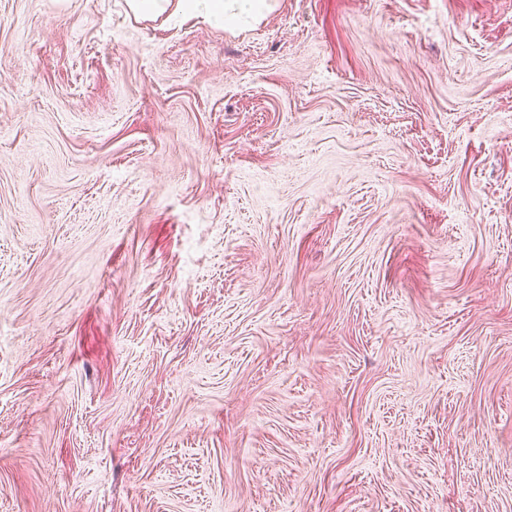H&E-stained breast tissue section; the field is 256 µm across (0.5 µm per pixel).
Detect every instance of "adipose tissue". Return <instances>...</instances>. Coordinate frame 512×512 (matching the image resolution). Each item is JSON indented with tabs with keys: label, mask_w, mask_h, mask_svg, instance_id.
Here are the masks:
<instances>
[{
	"label": "adipose tissue",
	"mask_w": 512,
	"mask_h": 512,
	"mask_svg": "<svg viewBox=\"0 0 512 512\" xmlns=\"http://www.w3.org/2000/svg\"><path fill=\"white\" fill-rule=\"evenodd\" d=\"M127 6L139 18L157 17L173 11L200 17L227 29L259 21L270 10L268 0H127Z\"/></svg>",
	"instance_id": "1"
}]
</instances>
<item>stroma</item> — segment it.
I'll list each match as a JSON object with an SVG mask.
<instances>
[{
    "mask_svg": "<svg viewBox=\"0 0 512 512\" xmlns=\"http://www.w3.org/2000/svg\"><path fill=\"white\" fill-rule=\"evenodd\" d=\"M0 512H512V0H0ZM128 9L136 17H158L170 9L185 16L238 28L241 23L258 22L271 11L267 0H127Z\"/></svg>",
    "mask_w": 512,
    "mask_h": 512,
    "instance_id": "35a3bbf8",
    "label": "stroma"
}]
</instances>
